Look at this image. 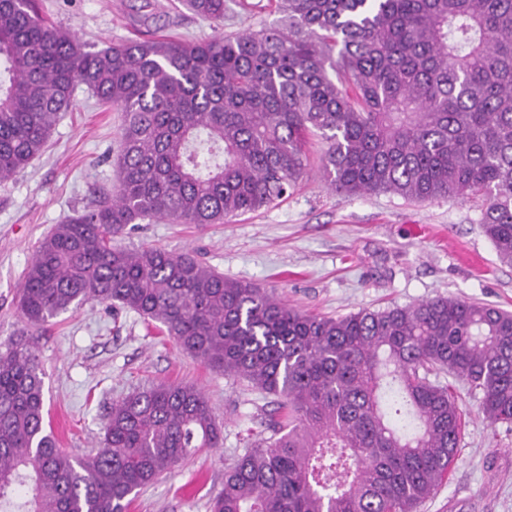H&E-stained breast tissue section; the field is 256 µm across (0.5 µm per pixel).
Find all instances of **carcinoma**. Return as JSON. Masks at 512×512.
Listing matches in <instances>:
<instances>
[{"instance_id":"cac0c4a2","label":"carcinoma","mask_w":512,"mask_h":512,"mask_svg":"<svg viewBox=\"0 0 512 512\" xmlns=\"http://www.w3.org/2000/svg\"><path fill=\"white\" fill-rule=\"evenodd\" d=\"M258 30L89 50L36 0H0V182L27 169L85 85L121 113L115 183L45 236L19 289L37 331L89 301L162 325L191 356L277 398L211 512H417L459 450L447 373L512 424V313L439 297L336 318L303 313L191 252L114 244L145 219L222 224L320 171L348 196L477 199L512 264V0H275ZM224 21L226 0H186ZM43 369L0 346V512H128L199 448L223 447L203 392L158 383L112 404L74 456L38 429Z\"/></svg>"}]
</instances>
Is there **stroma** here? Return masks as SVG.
<instances>
[{
    "label": "stroma",
    "mask_w": 512,
    "mask_h": 512,
    "mask_svg": "<svg viewBox=\"0 0 512 512\" xmlns=\"http://www.w3.org/2000/svg\"><path fill=\"white\" fill-rule=\"evenodd\" d=\"M51 22L98 50L135 37L143 11L149 29L187 41L257 30L277 15L270 0H227L221 26L180 0H38ZM77 106L61 113L46 152L16 178L0 182V344L25 325L18 289L39 242L74 212L92 206L95 191L114 181L111 155L121 117L85 85ZM312 163L290 195L224 224L145 220L127 226L118 243L191 251L226 277L275 290L289 306L344 316L360 309L407 305L439 296L512 311V265L499 260L478 224L477 201L422 203L390 194L346 196L328 190ZM43 375V415L60 448L84 455L97 448L113 402L159 382L191 383L223 425L224 445L204 448L144 488L129 512H210L224 472L245 452L247 430L262 431L272 397L225 377L183 352L138 314L88 302L60 314L34 337ZM466 415L452 471L419 512H512V424H491L479 398L442 374Z\"/></svg>",
    "instance_id": "stroma-1"
}]
</instances>
